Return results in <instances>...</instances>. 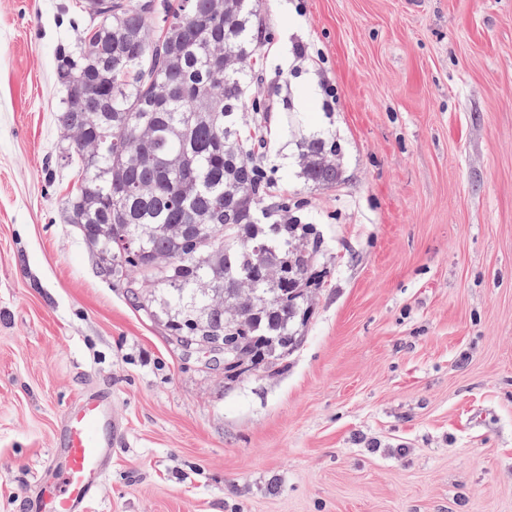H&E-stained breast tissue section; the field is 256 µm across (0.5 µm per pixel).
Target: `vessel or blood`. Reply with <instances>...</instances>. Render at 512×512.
I'll return each mask as SVG.
<instances>
[{"label": "vessel or blood", "mask_w": 512, "mask_h": 512, "mask_svg": "<svg viewBox=\"0 0 512 512\" xmlns=\"http://www.w3.org/2000/svg\"><path fill=\"white\" fill-rule=\"evenodd\" d=\"M122 440L107 395L83 396L63 422L59 452L49 462L59 474L41 489V506L50 512H87L109 474L106 458L110 448Z\"/></svg>", "instance_id": "1"}]
</instances>
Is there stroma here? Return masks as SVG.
<instances>
[{"mask_svg": "<svg viewBox=\"0 0 512 512\" xmlns=\"http://www.w3.org/2000/svg\"><path fill=\"white\" fill-rule=\"evenodd\" d=\"M76 3L0 0V512L94 387L125 440L88 512H512V0H258L243 97L327 277L287 366L231 381L66 221ZM323 75L336 97L301 105ZM309 135L339 185L301 178Z\"/></svg>", "mask_w": 512, "mask_h": 512, "instance_id": "1", "label": "stroma"}]
</instances>
